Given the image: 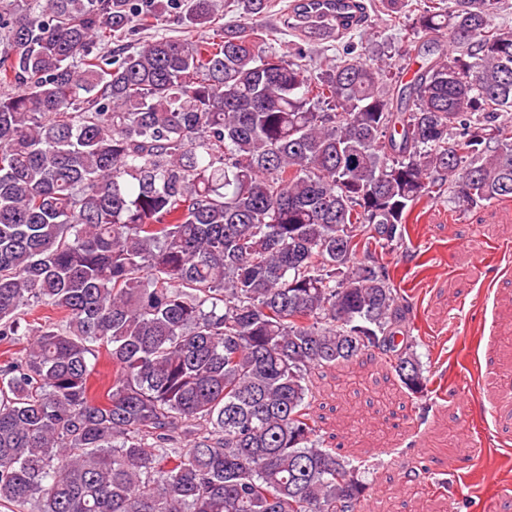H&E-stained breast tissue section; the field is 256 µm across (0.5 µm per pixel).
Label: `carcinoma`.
Masks as SVG:
<instances>
[{
    "mask_svg": "<svg viewBox=\"0 0 512 512\" xmlns=\"http://www.w3.org/2000/svg\"><path fill=\"white\" fill-rule=\"evenodd\" d=\"M0 0V341L66 314L0 365V502L18 512H362L366 462L326 447L308 376L377 350L410 395L413 305L378 255L448 187L512 200L504 0L415 14L422 63L336 33L337 54L265 49L268 0ZM450 30L449 49L436 38ZM112 382L91 395L94 344Z\"/></svg>",
    "mask_w": 512,
    "mask_h": 512,
    "instance_id": "obj_1",
    "label": "carcinoma"
}]
</instances>
